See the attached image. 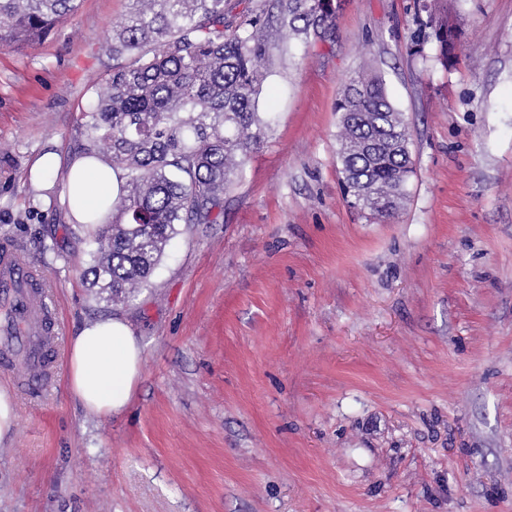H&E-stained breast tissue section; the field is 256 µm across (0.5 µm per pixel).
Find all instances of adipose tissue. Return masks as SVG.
Instances as JSON below:
<instances>
[{"mask_svg":"<svg viewBox=\"0 0 512 512\" xmlns=\"http://www.w3.org/2000/svg\"><path fill=\"white\" fill-rule=\"evenodd\" d=\"M64 173L62 202L71 221L96 229L120 194V171L97 156L79 154L61 164L52 153L37 159L34 179L52 180ZM143 369V349L127 321L104 317L84 325L67 349V386L89 411L110 417L129 405Z\"/></svg>","mask_w":512,"mask_h":512,"instance_id":"adipose-tissue-1","label":"adipose tissue"}]
</instances>
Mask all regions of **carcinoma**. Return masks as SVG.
I'll list each match as a JSON object with an SVG mask.
<instances>
[{
  "mask_svg": "<svg viewBox=\"0 0 512 512\" xmlns=\"http://www.w3.org/2000/svg\"><path fill=\"white\" fill-rule=\"evenodd\" d=\"M106 51L112 69L94 82L83 113L80 152L123 172L112 222L92 235L84 276L123 302L149 284L178 224H213L224 191L270 122L259 95L274 44L268 29L304 41L322 38L336 0H130ZM81 0H0V46L20 48L49 35ZM439 61L452 66L458 34L428 15ZM337 159L351 206L393 216L414 173L408 126L388 100L381 76L360 72L346 83Z\"/></svg>",
  "mask_w": 512,
  "mask_h": 512,
  "instance_id": "carcinoma-1",
  "label": "carcinoma"
}]
</instances>
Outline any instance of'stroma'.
I'll use <instances>...</instances> for the list:
<instances>
[{"label":"stroma","mask_w":512,"mask_h":512,"mask_svg":"<svg viewBox=\"0 0 512 512\" xmlns=\"http://www.w3.org/2000/svg\"><path fill=\"white\" fill-rule=\"evenodd\" d=\"M456 62L415 50L418 0H337L331 32L274 53L271 118L224 193L183 224L152 283L109 304L62 177L128 0H82L48 38L0 47V238L45 275L48 376L0 369L16 410L0 512H512V0H429ZM384 80L415 173L391 218L352 208L336 101ZM126 320L143 371L102 418L69 392L71 336ZM60 169L59 158L53 153H48L37 159L31 173L34 179L50 182Z\"/></svg>","instance_id":"obj_1"}]
</instances>
